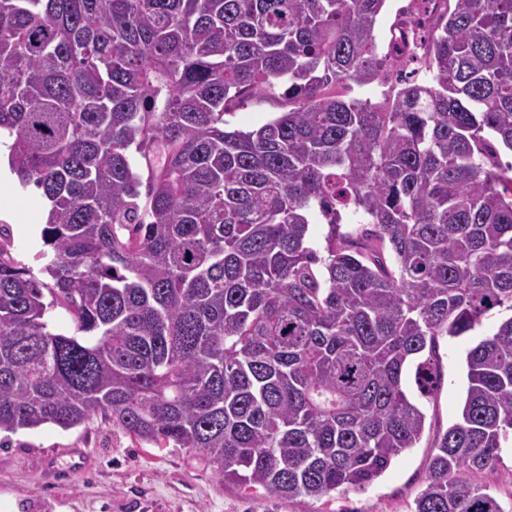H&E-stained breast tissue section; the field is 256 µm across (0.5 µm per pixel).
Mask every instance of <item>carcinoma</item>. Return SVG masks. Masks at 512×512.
Instances as JSON below:
<instances>
[{"mask_svg":"<svg viewBox=\"0 0 512 512\" xmlns=\"http://www.w3.org/2000/svg\"><path fill=\"white\" fill-rule=\"evenodd\" d=\"M385 2L0 0V137L48 201L44 278L0 225L1 448L101 414L320 500L415 447L408 371L433 395L439 339L512 310V0H443L424 78L379 50ZM279 85L278 116L226 127ZM466 367L414 512H503L470 475L512 437V317Z\"/></svg>","mask_w":512,"mask_h":512,"instance_id":"obj_1","label":"carcinoma"}]
</instances>
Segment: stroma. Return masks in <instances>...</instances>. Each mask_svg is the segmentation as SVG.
<instances>
[{
	"instance_id": "1",
	"label": "stroma",
	"mask_w": 512,
	"mask_h": 512,
	"mask_svg": "<svg viewBox=\"0 0 512 512\" xmlns=\"http://www.w3.org/2000/svg\"><path fill=\"white\" fill-rule=\"evenodd\" d=\"M282 110L278 93L264 92L240 99L225 119L229 128L251 130ZM46 208L39 191L15 181L0 187V224L11 225L10 252L25 265L37 264ZM511 317L498 309L476 330L441 338L439 389L417 401L426 415L424 435L366 489L318 501L249 497L219 481L196 452L137 442L96 416L68 431L47 425L19 434L15 446L0 447V512H413L435 437L456 422L464 401L468 350ZM475 480L512 512V444H505L496 470Z\"/></svg>"
}]
</instances>
